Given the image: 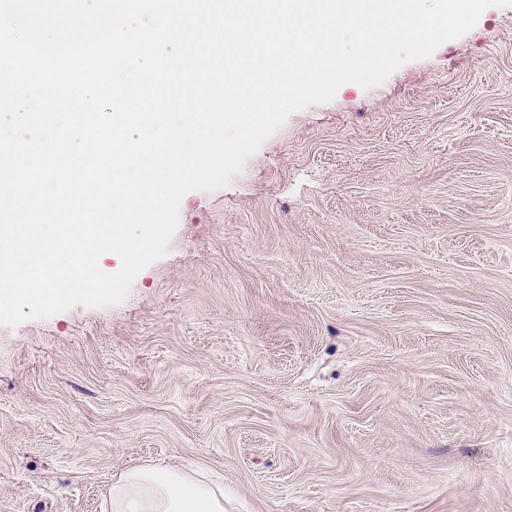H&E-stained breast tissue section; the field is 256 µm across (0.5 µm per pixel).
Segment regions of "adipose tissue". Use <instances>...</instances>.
<instances>
[{
	"label": "adipose tissue",
	"instance_id": "adipose-tissue-1",
	"mask_svg": "<svg viewBox=\"0 0 512 512\" xmlns=\"http://www.w3.org/2000/svg\"><path fill=\"white\" fill-rule=\"evenodd\" d=\"M108 512H227L224 486L201 468L145 463L112 479Z\"/></svg>",
	"mask_w": 512,
	"mask_h": 512
}]
</instances>
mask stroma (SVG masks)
I'll return each instance as SVG.
<instances>
[{
	"mask_svg": "<svg viewBox=\"0 0 512 512\" xmlns=\"http://www.w3.org/2000/svg\"><path fill=\"white\" fill-rule=\"evenodd\" d=\"M146 462L228 512H512V7L185 194L122 303L0 325V512Z\"/></svg>",
	"mask_w": 512,
	"mask_h": 512,
	"instance_id": "1",
	"label": "stroma"
}]
</instances>
